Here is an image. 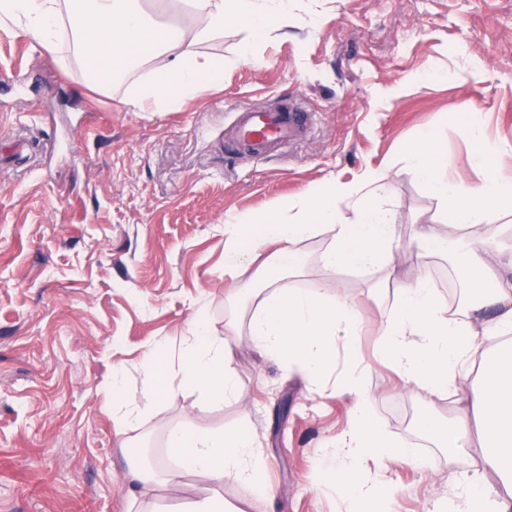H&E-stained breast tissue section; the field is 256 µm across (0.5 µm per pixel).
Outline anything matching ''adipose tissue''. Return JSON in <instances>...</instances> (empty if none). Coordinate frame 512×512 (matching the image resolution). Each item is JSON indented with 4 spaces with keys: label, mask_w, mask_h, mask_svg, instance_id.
<instances>
[{
    "label": "adipose tissue",
    "mask_w": 512,
    "mask_h": 512,
    "mask_svg": "<svg viewBox=\"0 0 512 512\" xmlns=\"http://www.w3.org/2000/svg\"><path fill=\"white\" fill-rule=\"evenodd\" d=\"M292 0H187L193 29L178 25L160 30L142 0H0V17L22 22L36 46L57 53L71 41L88 74L120 79L154 57L163 66L150 71L130 92V104H151L163 112L224 81V61L191 51L192 43L223 31L226 23H243L249 33L241 59L253 61L252 45L278 30ZM470 135L474 158L485 166L481 183L450 177L448 161L431 136L408 148L407 171L443 200L449 232L437 224H416L410 242L444 255L463 252L461 274L469 294L463 317L449 315L427 274L400 281L390 313L377 332V349L392 370L425 404L452 396L455 415L443 427L434 417L423 426L434 432L449 455L466 453L471 430L479 428L481 453L473 474L460 482L434 512H512V244H504L488 221L493 210H512V174L492 166L496 149L482 129ZM391 176L367 171L358 190L333 182L307 189L297 204H282L264 220L236 216L224 221V252L239 275L249 272L260 251L299 255L304 241L322 232L331 242L321 255L331 275L349 268L367 272L392 263L395 215L389 206ZM347 208H340V201ZM364 317L345 293L328 298L318 292L279 285L264 290L248 321V334L262 356L302 370L309 387H317L328 370L337 342L355 346ZM239 328L227 317L223 330L210 327L195 313L177 356H167L166 343L146 353V376L154 399L171 398L194 389L211 405L241 399L242 387L229 368ZM358 361H351L341 384L352 398L350 425L336 443L334 475L353 512L376 503L392 512L401 493L398 485L377 482L373 467L415 462L409 445L395 447L373 418L375 395L365 383ZM168 445L178 458L166 473L170 482L184 474L204 476L214 485L231 480L247 485L255 497L271 498L265 461L244 431L171 428Z\"/></svg>",
    "instance_id": "obj_1"
}]
</instances>
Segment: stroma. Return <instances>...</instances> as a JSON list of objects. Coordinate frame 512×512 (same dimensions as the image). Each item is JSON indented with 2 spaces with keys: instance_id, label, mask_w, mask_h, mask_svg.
Instances as JSON below:
<instances>
[{
  "instance_id": "obj_1",
  "label": "stroma",
  "mask_w": 512,
  "mask_h": 512,
  "mask_svg": "<svg viewBox=\"0 0 512 512\" xmlns=\"http://www.w3.org/2000/svg\"><path fill=\"white\" fill-rule=\"evenodd\" d=\"M244 26L193 44L223 58L224 82L158 112L132 109L143 65L108 91L86 84L78 60L32 44L0 21V512H128L129 458L157 471L176 459L172 425L250 432L271 500L238 483L221 493L242 512H349L326 470L325 446L348 424L349 398L309 390L304 373L259 357L246 332L252 297L227 304L231 289L263 287L237 277L224 256V218L262 215L327 181L358 186L370 169L392 175L393 267L329 275L322 233L302 243L293 288L348 293L364 329L355 354L369 368L374 417L397 443L415 446L421 467L391 465L403 489L394 512H427L452 492L472 457L451 458L420 421L454 414L451 399L424 406L377 351L375 330L390 312L397 277L426 272L459 309L456 265L408 248L416 224H443L445 206L406 171L408 146L434 136L450 176L482 181L471 162L470 124L503 144L512 174V0H293L287 26L239 60ZM302 103L314 114L306 139L268 160L233 151L234 110ZM471 105L470 124L458 121ZM396 278H389V271ZM223 328L235 310L242 334L231 367L244 397L210 405L194 390L153 401L142 360L164 340L177 345L198 306ZM125 368L126 399L145 409L128 452L103 411L113 365ZM204 477L156 484L150 512H186L211 493Z\"/></svg>"
}]
</instances>
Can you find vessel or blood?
<instances>
[{"label":"vessel or blood","instance_id":"vessel-or-blood-1","mask_svg":"<svg viewBox=\"0 0 512 512\" xmlns=\"http://www.w3.org/2000/svg\"><path fill=\"white\" fill-rule=\"evenodd\" d=\"M312 122L310 112L295 104H249L237 109L234 126L242 148L261 161L305 138Z\"/></svg>","mask_w":512,"mask_h":512}]
</instances>
